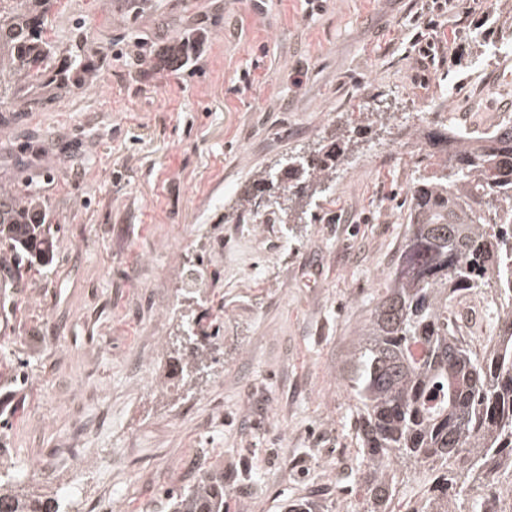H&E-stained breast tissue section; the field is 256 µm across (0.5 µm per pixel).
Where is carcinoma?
Listing matches in <instances>:
<instances>
[{
    "instance_id": "obj_1",
    "label": "carcinoma",
    "mask_w": 512,
    "mask_h": 512,
    "mask_svg": "<svg viewBox=\"0 0 512 512\" xmlns=\"http://www.w3.org/2000/svg\"><path fill=\"white\" fill-rule=\"evenodd\" d=\"M56 0H0V112H29L47 88L80 87L104 54L84 45L56 71L46 37ZM418 177L407 190L409 225L389 280L357 336L354 431L360 445L355 512H454L469 486L512 496V125L489 135L418 131ZM336 136L315 153L255 179L238 224H288L325 194L336 174ZM40 183L0 190V288L21 260L50 253ZM497 288V333L476 353L457 329V299ZM0 473V512H62L60 490L16 491ZM172 512H224V476L204 475L172 494Z\"/></svg>"
}]
</instances>
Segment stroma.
I'll return each instance as SVG.
<instances>
[{
	"label": "stroma",
	"instance_id": "1",
	"mask_svg": "<svg viewBox=\"0 0 512 512\" xmlns=\"http://www.w3.org/2000/svg\"><path fill=\"white\" fill-rule=\"evenodd\" d=\"M427 0H58L47 35L98 44L94 81L0 114V186L40 179L54 251L0 290V471L68 512H169L224 475L225 512H288L357 474L351 362L408 227L412 117L512 113V0H451L452 47L421 53ZM201 33L181 68L144 69ZM346 149L301 224H235L256 173ZM207 334L190 361L187 328Z\"/></svg>",
	"mask_w": 512,
	"mask_h": 512
}]
</instances>
